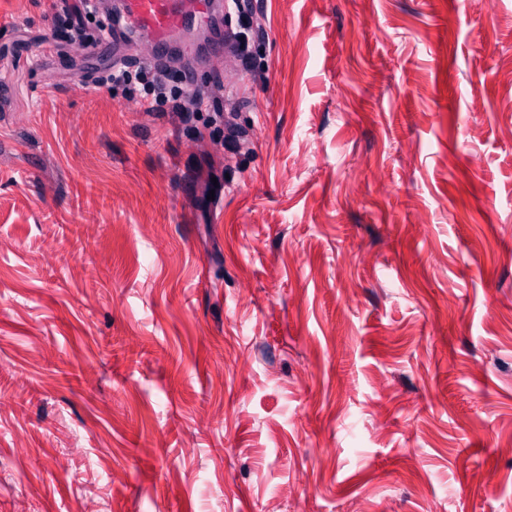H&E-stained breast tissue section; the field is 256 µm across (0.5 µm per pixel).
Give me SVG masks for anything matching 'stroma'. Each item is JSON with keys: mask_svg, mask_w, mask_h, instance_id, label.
Listing matches in <instances>:
<instances>
[{"mask_svg": "<svg viewBox=\"0 0 512 512\" xmlns=\"http://www.w3.org/2000/svg\"><path fill=\"white\" fill-rule=\"evenodd\" d=\"M195 121L0 0V512H512V0H232Z\"/></svg>", "mask_w": 512, "mask_h": 512, "instance_id": "1", "label": "stroma"}]
</instances>
